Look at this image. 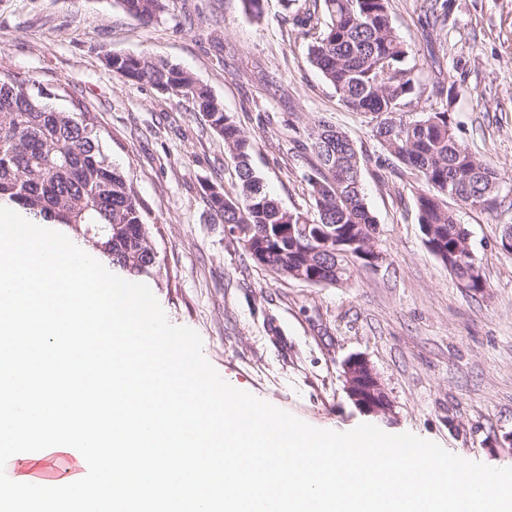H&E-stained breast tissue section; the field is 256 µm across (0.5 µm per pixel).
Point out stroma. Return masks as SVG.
Instances as JSON below:
<instances>
[{
  "label": "stroma",
  "instance_id": "35a3bbf8",
  "mask_svg": "<svg viewBox=\"0 0 512 512\" xmlns=\"http://www.w3.org/2000/svg\"><path fill=\"white\" fill-rule=\"evenodd\" d=\"M312 0H170L143 23L117 0H0V74L30 77L59 108L94 112L103 147L146 206L161 277L148 285L175 326L196 330L203 354L237 389L326 430L371 423L410 432L464 459L512 467V0H391L418 86L411 111L454 86L448 120L458 139L501 177L498 216L449 201L470 233L487 288H463L427 250L416 176L383 159L370 115L352 112L307 61L324 27ZM312 12L307 26L294 12ZM152 53L206 84L254 139L252 163L289 210H312L308 134L325 119L365 158L363 185L378 226L381 267L354 266L341 286H310L257 265L228 234L206 188L233 191L235 172L187 97L125 80L111 54ZM364 356L391 413L359 411L343 364Z\"/></svg>",
  "mask_w": 512,
  "mask_h": 512
}]
</instances>
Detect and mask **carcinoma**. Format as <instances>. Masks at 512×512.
<instances>
[{"label":"carcinoma","mask_w":512,"mask_h":512,"mask_svg":"<svg viewBox=\"0 0 512 512\" xmlns=\"http://www.w3.org/2000/svg\"><path fill=\"white\" fill-rule=\"evenodd\" d=\"M145 23L161 17L169 0H117ZM325 27L308 48V60L342 104L372 117L373 136L388 156L416 172L414 195L420 226L433 231L430 249L457 279L468 234L445 199L493 213L501 206L499 177L481 156L461 144L448 122V103L429 112L404 111L417 79L409 46L395 31L390 0H320ZM112 71L173 97L191 96L212 130L224 138L235 164L237 190L208 195L210 207L233 231L253 261L288 279L314 286L348 280L351 266L368 265L376 220L365 199L361 157L345 131L320 120L309 134L314 157L307 177L314 212L287 210L265 188L252 165L254 143L210 88L180 66L149 52L115 55ZM43 88L25 76L0 78V200L34 218L70 228L89 247L132 277L159 274L146 208L102 145L101 128L88 109L51 106ZM284 224L321 230L278 236Z\"/></svg>","instance_id":"obj_1"}]
</instances>
